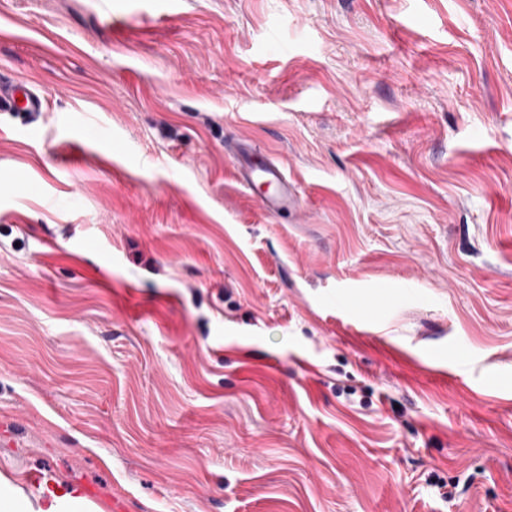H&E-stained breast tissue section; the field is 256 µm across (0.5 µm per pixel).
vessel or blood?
<instances>
[{
  "label": "vessel or blood",
  "instance_id": "1",
  "mask_svg": "<svg viewBox=\"0 0 512 512\" xmlns=\"http://www.w3.org/2000/svg\"><path fill=\"white\" fill-rule=\"evenodd\" d=\"M46 109L47 102L34 81L0 77V112H21L36 118ZM236 168L245 187L260 188L259 202L266 212L277 215L295 205L293 187L281 162L258 158L255 149L243 142L236 149Z\"/></svg>",
  "mask_w": 512,
  "mask_h": 512
}]
</instances>
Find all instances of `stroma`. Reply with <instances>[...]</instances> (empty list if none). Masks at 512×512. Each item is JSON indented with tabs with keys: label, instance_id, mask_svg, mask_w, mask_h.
Instances as JSON below:
<instances>
[{
	"label": "stroma",
	"instance_id": "obj_1",
	"mask_svg": "<svg viewBox=\"0 0 512 512\" xmlns=\"http://www.w3.org/2000/svg\"><path fill=\"white\" fill-rule=\"evenodd\" d=\"M0 75L49 106L0 112L33 507L512 512V0H0ZM236 168L241 183L247 187H264L259 195L261 207L270 214H281L296 204L286 167L274 158H257L255 148L241 142L236 148Z\"/></svg>",
	"mask_w": 512,
	"mask_h": 512
}]
</instances>
